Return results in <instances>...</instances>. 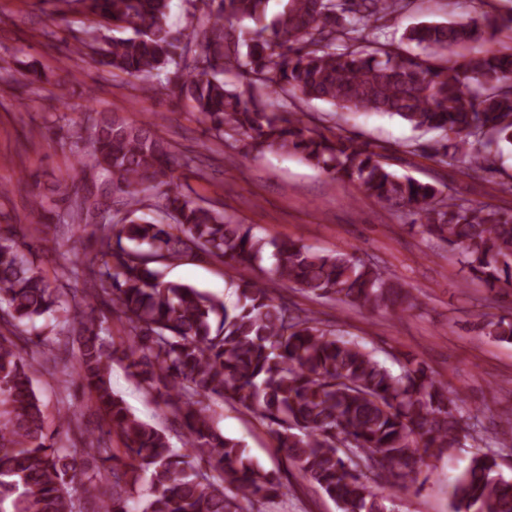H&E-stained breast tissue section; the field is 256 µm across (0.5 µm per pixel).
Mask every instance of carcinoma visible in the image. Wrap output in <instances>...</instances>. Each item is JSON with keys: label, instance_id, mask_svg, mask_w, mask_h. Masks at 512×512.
Listing matches in <instances>:
<instances>
[{"label": "carcinoma", "instance_id": "carcinoma-1", "mask_svg": "<svg viewBox=\"0 0 512 512\" xmlns=\"http://www.w3.org/2000/svg\"><path fill=\"white\" fill-rule=\"evenodd\" d=\"M64 2L86 18L72 53L138 92L151 91L141 78L164 77L224 146L298 156L410 212L427 239L458 252L491 298L512 292V208L447 197L395 172L358 137L328 136L306 114L273 104L319 100L338 121L396 115L441 132L440 161L460 159L477 177L512 146V46L441 61L486 39L495 29L487 15L419 22L396 43L379 21L404 0H278L271 16L270 0H188L189 29L169 23L171 0ZM104 26L117 35L98 41ZM83 128L91 151L61 175L60 200L93 257L64 258L66 287H54L31 259L44 241V203L33 202L25 224H0V512H241L243 501L288 495L289 483L249 463L245 446L220 432L216 408L226 403L265 425L295 482L318 485L339 512H389L396 493L419 483L424 457L484 441L478 414H463V399L448 397L423 360L406 354L395 373L336 323L269 287L395 315L416 308L386 268L354 252L259 236L182 194L180 152L151 125L86 112ZM197 252L242 270L265 255L271 264L263 279H240L230 309L216 294L165 279L164 266ZM42 319L74 359L59 390L82 388L96 432L68 411L62 430L47 429L34 365L57 361ZM114 320L126 334L121 348ZM481 330L512 342L511 317L487 319ZM116 361L163 401L182 430L181 449L114 392ZM501 419L508 430L493 444L512 449V411ZM114 437L122 447H112ZM499 458H470L451 485L452 512H512V479Z\"/></svg>", "mask_w": 512, "mask_h": 512}]
</instances>
